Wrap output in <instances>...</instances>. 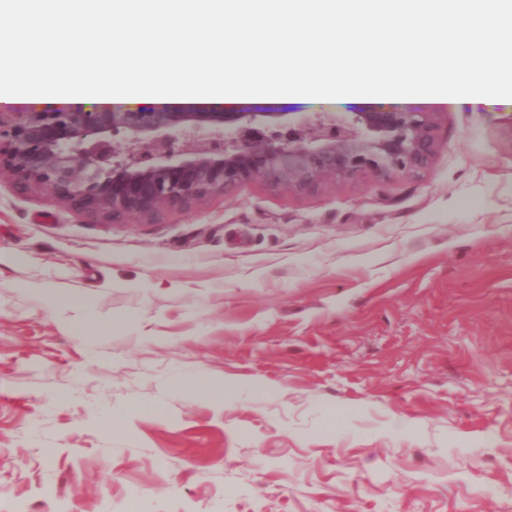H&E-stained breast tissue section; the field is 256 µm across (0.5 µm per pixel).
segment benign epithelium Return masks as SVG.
<instances>
[{
    "mask_svg": "<svg viewBox=\"0 0 512 512\" xmlns=\"http://www.w3.org/2000/svg\"><path fill=\"white\" fill-rule=\"evenodd\" d=\"M436 113L318 112L301 123L252 113L265 130H224L222 112L57 107L0 111V179L12 177L92 224L158 223L232 194L245 180L300 193L371 174L413 175L436 154Z\"/></svg>",
    "mask_w": 512,
    "mask_h": 512,
    "instance_id": "benign-epithelium-1",
    "label": "benign epithelium"
}]
</instances>
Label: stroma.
Here are the masks:
<instances>
[{
	"label": "stroma",
	"instance_id": "stroma-1",
	"mask_svg": "<svg viewBox=\"0 0 512 512\" xmlns=\"http://www.w3.org/2000/svg\"><path fill=\"white\" fill-rule=\"evenodd\" d=\"M434 135L156 224L0 181V512H512V106Z\"/></svg>",
	"mask_w": 512,
	"mask_h": 512
}]
</instances>
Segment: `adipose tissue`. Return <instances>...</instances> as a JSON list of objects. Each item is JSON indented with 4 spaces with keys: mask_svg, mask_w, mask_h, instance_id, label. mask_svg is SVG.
Segmentation results:
<instances>
[{
    "mask_svg": "<svg viewBox=\"0 0 512 512\" xmlns=\"http://www.w3.org/2000/svg\"><path fill=\"white\" fill-rule=\"evenodd\" d=\"M128 18L114 25L115 12ZM238 21L229 26L226 14ZM0 29V45L56 39L79 47L77 63L41 65L31 90L17 62H0V103L57 107L221 105L310 99L334 105L512 104V0H36ZM274 25L256 64L246 35ZM385 28L370 58L357 47ZM108 39L103 52L87 31ZM154 41L159 61L136 43Z\"/></svg>",
    "mask_w": 512,
    "mask_h": 512,
    "instance_id": "ef3b65f1",
    "label": "adipose tissue"
}]
</instances>
